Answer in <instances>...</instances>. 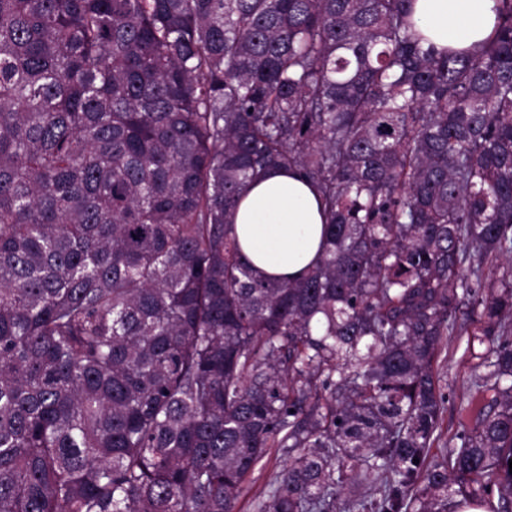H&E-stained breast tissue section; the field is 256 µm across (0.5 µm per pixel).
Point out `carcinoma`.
<instances>
[{"mask_svg": "<svg viewBox=\"0 0 512 512\" xmlns=\"http://www.w3.org/2000/svg\"><path fill=\"white\" fill-rule=\"evenodd\" d=\"M498 2L459 51L413 0H0V512H238L274 448L253 512H512ZM275 167L325 217L295 280L232 222ZM468 337L470 336H452L451 339H448V348L441 355V366H443L441 372H447L448 405L444 414L443 436L439 442V448L433 449L438 454L444 452L443 443L458 428L460 421L459 407L469 394L470 367L475 360H472L467 349ZM288 463V455L282 452L274 453L270 456L265 468L261 471L256 470L253 476L247 482V488L242 496L239 508L240 512H251L250 504L252 498L258 494L269 481L273 480L277 473Z\"/></svg>", "mask_w": 512, "mask_h": 512, "instance_id": "carcinoma-1", "label": "carcinoma"}]
</instances>
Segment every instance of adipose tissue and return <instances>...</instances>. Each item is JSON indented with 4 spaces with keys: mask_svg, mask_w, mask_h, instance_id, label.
Wrapping results in <instances>:
<instances>
[{
    "mask_svg": "<svg viewBox=\"0 0 512 512\" xmlns=\"http://www.w3.org/2000/svg\"><path fill=\"white\" fill-rule=\"evenodd\" d=\"M497 7V0H415L414 17L438 46L473 50L493 35ZM234 231L243 259L258 275L300 277L323 251L318 193L296 170H269L240 200Z\"/></svg>",
    "mask_w": 512,
    "mask_h": 512,
    "instance_id": "1",
    "label": "adipose tissue"
}]
</instances>
